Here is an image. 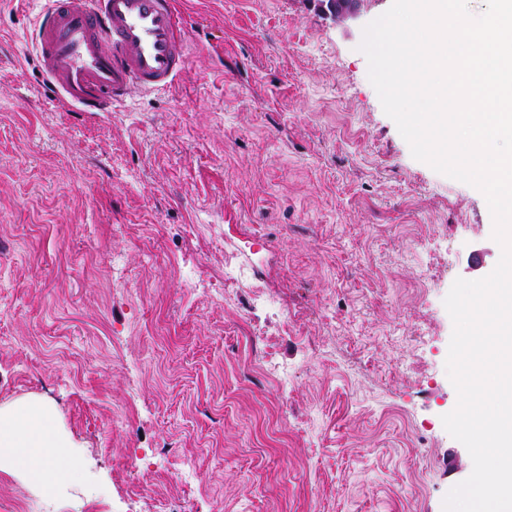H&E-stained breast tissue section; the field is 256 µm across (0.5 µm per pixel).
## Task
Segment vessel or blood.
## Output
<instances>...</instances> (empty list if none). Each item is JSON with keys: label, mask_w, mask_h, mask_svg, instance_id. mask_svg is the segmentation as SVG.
Segmentation results:
<instances>
[{"label": "vessel or blood", "mask_w": 512, "mask_h": 512, "mask_svg": "<svg viewBox=\"0 0 512 512\" xmlns=\"http://www.w3.org/2000/svg\"><path fill=\"white\" fill-rule=\"evenodd\" d=\"M35 44L53 95L80 112L172 88L188 51L175 0H46Z\"/></svg>", "instance_id": "vessel-or-blood-1"}]
</instances>
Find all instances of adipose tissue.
I'll list each match as a JSON object with an SVG mask.
<instances>
[{
  "label": "adipose tissue",
  "instance_id": "1",
  "mask_svg": "<svg viewBox=\"0 0 512 512\" xmlns=\"http://www.w3.org/2000/svg\"><path fill=\"white\" fill-rule=\"evenodd\" d=\"M74 440L63 432L48 401L26 398L0 406V467L51 491L76 478Z\"/></svg>",
  "mask_w": 512,
  "mask_h": 512
}]
</instances>
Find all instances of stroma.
<instances>
[{
  "label": "stroma",
  "mask_w": 512,
  "mask_h": 512,
  "mask_svg": "<svg viewBox=\"0 0 512 512\" xmlns=\"http://www.w3.org/2000/svg\"><path fill=\"white\" fill-rule=\"evenodd\" d=\"M188 61L109 112L53 100L41 0H0V405L53 402L80 479L25 512H443L444 299L500 258L476 188L413 158L365 25L178 0ZM245 271V285L226 282Z\"/></svg>",
  "instance_id": "35a3bbf8"
}]
</instances>
